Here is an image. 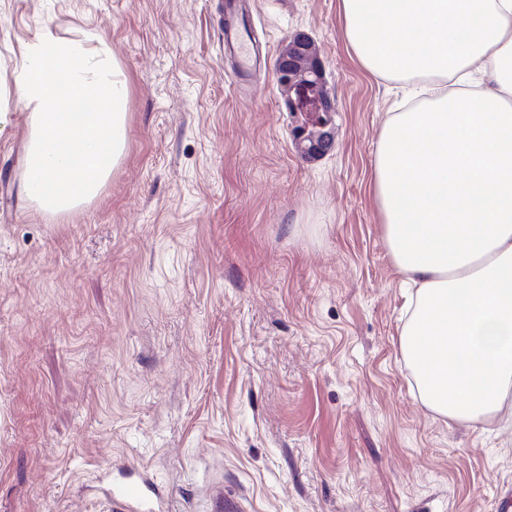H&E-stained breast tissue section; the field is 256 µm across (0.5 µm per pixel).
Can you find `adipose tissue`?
<instances>
[{
	"label": "adipose tissue",
	"mask_w": 512,
	"mask_h": 512,
	"mask_svg": "<svg viewBox=\"0 0 512 512\" xmlns=\"http://www.w3.org/2000/svg\"><path fill=\"white\" fill-rule=\"evenodd\" d=\"M372 75L408 87L376 143L374 195L395 268L416 288L400 333L421 402L494 419L512 394V0H341ZM14 94L32 110L28 198L66 215L126 146L128 87L96 35L43 31Z\"/></svg>",
	"instance_id": "ef3b65f1"
}]
</instances>
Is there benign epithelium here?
<instances>
[{"label": "benign epithelium", "mask_w": 512, "mask_h": 512, "mask_svg": "<svg viewBox=\"0 0 512 512\" xmlns=\"http://www.w3.org/2000/svg\"><path fill=\"white\" fill-rule=\"evenodd\" d=\"M293 44L305 51L308 64L302 71L295 70L281 58L275 63L280 85L289 89L284 98L286 111L292 118V135L301 155L315 159L328 151L332 144V114L334 102L327 90L325 66L313 53V41L304 34L293 37Z\"/></svg>", "instance_id": "7a95c632"}]
</instances>
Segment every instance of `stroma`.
<instances>
[{"label": "stroma", "instance_id": "35a3bbf8", "mask_svg": "<svg viewBox=\"0 0 512 512\" xmlns=\"http://www.w3.org/2000/svg\"><path fill=\"white\" fill-rule=\"evenodd\" d=\"M262 46L238 88L224 0H0V82L44 29L99 36L128 138L66 216L24 193L31 111L0 133V512H109L104 474L147 471L169 512H500L512 407L458 423L400 348L410 289L372 194L402 99L344 39L340 0H249ZM308 35L333 144L296 149L274 62Z\"/></svg>", "mask_w": 512, "mask_h": 512}]
</instances>
